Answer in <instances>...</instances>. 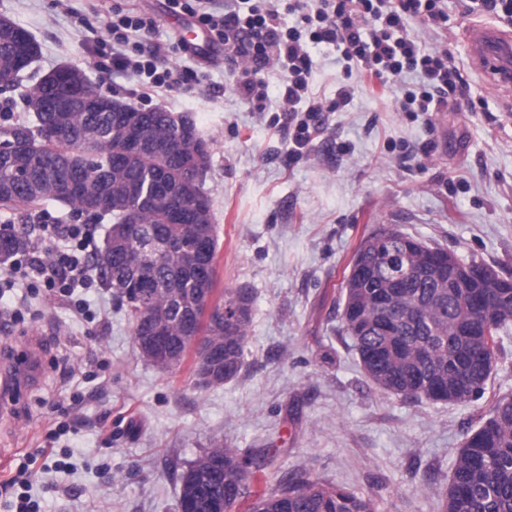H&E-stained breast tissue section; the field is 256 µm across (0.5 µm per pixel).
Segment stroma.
<instances>
[{
  "instance_id": "stroma-1",
  "label": "stroma",
  "mask_w": 512,
  "mask_h": 512,
  "mask_svg": "<svg viewBox=\"0 0 512 512\" xmlns=\"http://www.w3.org/2000/svg\"><path fill=\"white\" fill-rule=\"evenodd\" d=\"M447 2L446 26L410 34L448 50L473 106L397 111L393 92L345 76L335 46L313 44L308 94L327 110L292 159L280 66L262 73L263 104L249 103L235 91L248 59L211 42L171 50L192 19L169 14L164 0H68L64 9L57 0H0V17L36 37L40 73L74 65L114 99L192 117L210 142L203 188L219 237L217 286L254 297L241 374L203 387L191 361L163 372L140 356L110 290H77L80 314L11 274L0 297L12 317L0 363L36 341L41 367L0 413V481L35 472L29 493L42 512H178L179 471L218 438L255 457L277 449L280 474L368 494L379 512H439L476 415L512 395V336L480 401L405 399L363 372L340 330L339 299L356 249L383 224L512 275V92L475 72L464 33L471 23L512 31V18ZM116 8L153 11L145 51L158 67L191 69L196 79L146 99L132 77L107 76ZM345 84L352 100L333 109ZM52 429L56 458L36 455Z\"/></svg>"
}]
</instances>
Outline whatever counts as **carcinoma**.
I'll list each match as a JSON object with an SVG mask.
<instances>
[{
	"mask_svg": "<svg viewBox=\"0 0 512 512\" xmlns=\"http://www.w3.org/2000/svg\"><path fill=\"white\" fill-rule=\"evenodd\" d=\"M40 53L36 38L3 19L0 71L30 66ZM59 91L43 76L27 93L31 122L4 132L0 147V208L34 211L54 202L74 217L83 213L88 192L112 195V208L94 217L108 220L94 264L103 287L126 308L133 339L157 324L171 337L181 358L189 355L194 333L224 344V378L235 379L245 362L253 297L247 288H226L206 318L198 294L214 293L218 234L203 191L210 167L208 142L187 114L141 111L138 143L131 147L112 112L86 107L66 115L48 111ZM68 178L81 188L54 190ZM175 199L198 201L174 222ZM209 236L207 257L196 255V225ZM163 231L175 248L145 255L129 248L131 238ZM30 238L22 228L0 227V264L26 252ZM441 251L391 225L367 236L353 257L362 275L345 282L339 306L341 330L349 336L363 371L385 393L433 403H473L484 398L497 360L507 357L503 337L512 330V295L491 281L484 288L448 287L430 264ZM491 307L490 320L478 319L476 302ZM277 455L261 460L215 439L195 460L194 488L199 512L215 497L224 512L244 503L245 512H377L368 496L320 478L294 474L274 480L268 468ZM441 512H512V397L497 398L454 455L452 476L440 499Z\"/></svg>",
	"mask_w": 512,
	"mask_h": 512,
	"instance_id": "1",
	"label": "carcinoma"
}]
</instances>
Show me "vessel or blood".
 Instances as JSON below:
<instances>
[{
    "label": "vessel or blood",
    "instance_id": "1",
    "mask_svg": "<svg viewBox=\"0 0 512 512\" xmlns=\"http://www.w3.org/2000/svg\"><path fill=\"white\" fill-rule=\"evenodd\" d=\"M473 67L497 89H512V34L488 24L471 25L467 32ZM40 359L37 345H29L23 363L0 368V396L17 391L23 376L32 374Z\"/></svg>",
    "mask_w": 512,
    "mask_h": 512
}]
</instances>
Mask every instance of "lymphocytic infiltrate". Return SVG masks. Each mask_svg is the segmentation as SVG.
<instances>
[{"label":"lymphocytic infiltrate","mask_w":512,"mask_h":512,"mask_svg":"<svg viewBox=\"0 0 512 512\" xmlns=\"http://www.w3.org/2000/svg\"><path fill=\"white\" fill-rule=\"evenodd\" d=\"M262 0L248 12L216 8L215 0H167L171 14H187L225 49L247 57L255 71L275 62L284 63L283 99L289 107L305 104L309 113L322 112L319 101L308 96L312 43H333L343 48L347 68L358 76L390 87L405 72H419V90L405 91L400 102L404 112H428L448 103L461 78L447 52L427 51L409 37L414 25L437 28L448 19L445 0ZM299 15L298 26L280 25L282 12ZM157 27L151 12L116 13L109 25L112 36V69L139 76L143 95L179 91L193 78L187 70H157L151 57L133 42V34H148ZM29 235L51 242L54 262L36 253L24 258V274L46 288L68 292L92 287L94 280L84 255L93 235L78 224H30Z\"/></svg>","instance_id":"obj_1"}]
</instances>
